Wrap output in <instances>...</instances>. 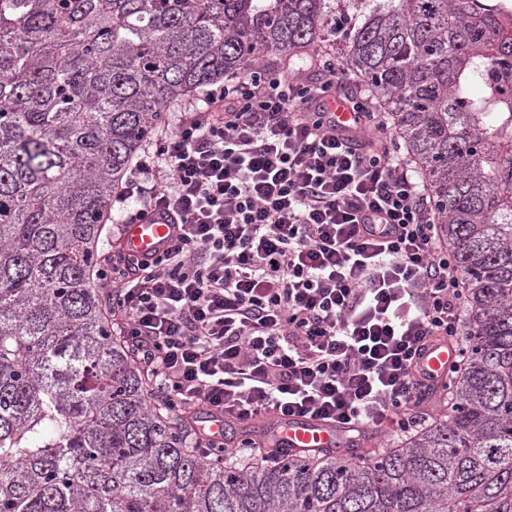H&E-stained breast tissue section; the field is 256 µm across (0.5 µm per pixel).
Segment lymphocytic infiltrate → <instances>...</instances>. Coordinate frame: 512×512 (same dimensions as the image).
I'll use <instances>...</instances> for the list:
<instances>
[{
	"mask_svg": "<svg viewBox=\"0 0 512 512\" xmlns=\"http://www.w3.org/2000/svg\"><path fill=\"white\" fill-rule=\"evenodd\" d=\"M338 59L248 71L154 137L114 197L122 224L178 216L125 254L112 314L173 409L243 424L314 417L401 440L437 387L436 339L465 354L464 285L437 204L389 115ZM342 97L366 136L339 134ZM173 232L172 218L166 213H152L137 224H126L122 244L130 253L151 255L164 248Z\"/></svg>",
	"mask_w": 512,
	"mask_h": 512,
	"instance_id": "f902f5d3",
	"label": "lymphocytic infiltrate"
}]
</instances>
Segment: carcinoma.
<instances>
[{
  "label": "carcinoma",
  "instance_id": "cac0c4a2",
  "mask_svg": "<svg viewBox=\"0 0 512 512\" xmlns=\"http://www.w3.org/2000/svg\"><path fill=\"white\" fill-rule=\"evenodd\" d=\"M488 0H0V512H512V43ZM340 35L438 202L469 355L376 460L213 449L95 286L167 112Z\"/></svg>",
  "mask_w": 512,
  "mask_h": 512
}]
</instances>
